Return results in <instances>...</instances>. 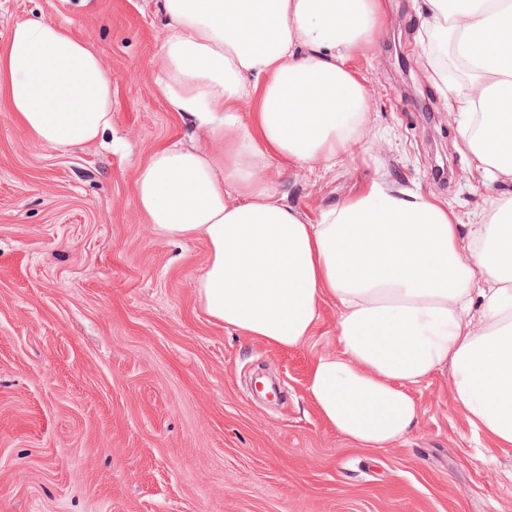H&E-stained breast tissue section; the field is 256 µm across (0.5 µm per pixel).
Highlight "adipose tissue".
<instances>
[{"mask_svg":"<svg viewBox=\"0 0 512 512\" xmlns=\"http://www.w3.org/2000/svg\"><path fill=\"white\" fill-rule=\"evenodd\" d=\"M382 0H161L160 85L214 145L158 147L136 178L148 224L203 238L205 312L293 349L320 308L338 311L339 349L305 384L322 421L364 448L414 430L409 392L450 372L452 400L479 445L512 448V0H424V51L462 75L449 89L491 208L460 223L440 203L377 174L308 224L279 195L274 160L351 156L370 98L348 62L370 49ZM0 95L41 145L68 151L112 128V80L88 43L27 20L0 52ZM257 96L243 118L241 106Z\"/></svg>","mask_w":512,"mask_h":512,"instance_id":"1","label":"adipose tissue"}]
</instances>
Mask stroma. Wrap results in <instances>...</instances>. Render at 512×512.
Here are the masks:
<instances>
[{"label": "stroma", "instance_id": "35a3bbf8", "mask_svg": "<svg viewBox=\"0 0 512 512\" xmlns=\"http://www.w3.org/2000/svg\"><path fill=\"white\" fill-rule=\"evenodd\" d=\"M421 0L348 66L370 96L352 157L272 177L308 223L386 172L453 209L487 208L457 113L432 78ZM37 18L88 41L112 79V129L66 153L36 143L0 97V512H512V453L478 448L450 374L412 386L406 443L363 448L308 400L337 310L280 349L212 320L196 294L203 239L156 235L138 169L173 141L208 148L159 84V0H0V51Z\"/></svg>", "mask_w": 512, "mask_h": 512}]
</instances>
